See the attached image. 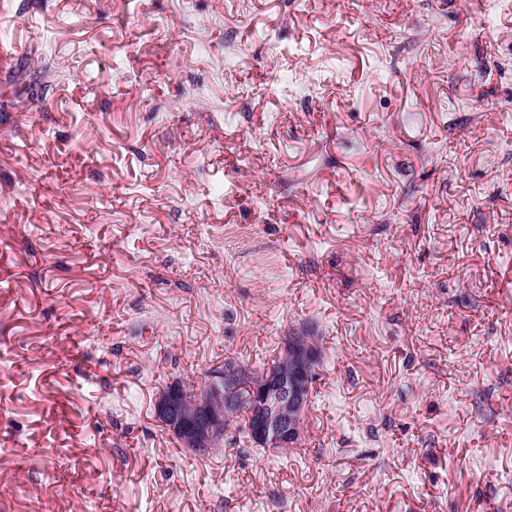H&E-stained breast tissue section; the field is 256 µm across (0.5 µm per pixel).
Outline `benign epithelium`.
<instances>
[{"label": "benign epithelium", "instance_id": "1", "mask_svg": "<svg viewBox=\"0 0 512 512\" xmlns=\"http://www.w3.org/2000/svg\"><path fill=\"white\" fill-rule=\"evenodd\" d=\"M317 357L314 337L298 331L284 342L276 366L262 375L253 377L234 364L196 393L167 387L155 399V414L187 447L207 451L224 438L246 379L251 382L247 402L253 415L249 440L272 450L287 447L301 437L297 418L309 399Z\"/></svg>", "mask_w": 512, "mask_h": 512}]
</instances>
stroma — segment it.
Masks as SVG:
<instances>
[{
    "instance_id": "obj_1",
    "label": "stroma",
    "mask_w": 512,
    "mask_h": 512,
    "mask_svg": "<svg viewBox=\"0 0 512 512\" xmlns=\"http://www.w3.org/2000/svg\"><path fill=\"white\" fill-rule=\"evenodd\" d=\"M0 512H512V0H0ZM317 357L314 336L298 331L284 342L276 366L261 376L253 377L251 374L261 372L249 374L242 366L227 360L219 380L199 392L182 393L177 386L163 389L155 399V414L196 453L201 452L195 448L207 451L224 438V430L229 427L238 405L234 418L242 417L244 425L239 427L242 432L250 427L253 419L248 433L251 443L272 450L290 446L302 434L297 418L309 399L314 380L310 377L316 369ZM246 378L251 382L246 400L253 417L248 406L237 398L240 383ZM184 400L192 405L185 408Z\"/></svg>"
}]
</instances>
